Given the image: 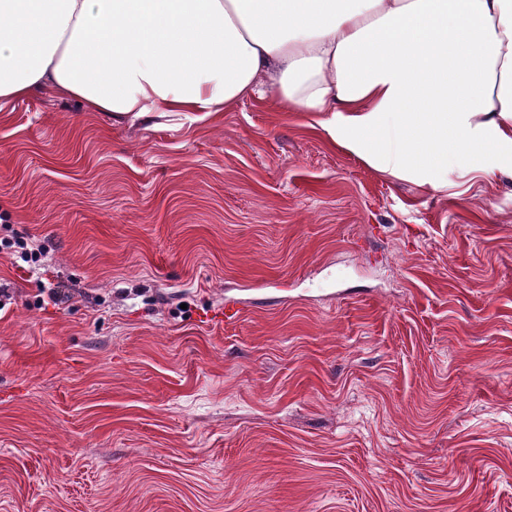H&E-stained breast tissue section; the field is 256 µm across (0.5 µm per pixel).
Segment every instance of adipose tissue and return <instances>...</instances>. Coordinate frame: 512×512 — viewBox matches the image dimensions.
<instances>
[{
  "label": "adipose tissue",
  "mask_w": 512,
  "mask_h": 512,
  "mask_svg": "<svg viewBox=\"0 0 512 512\" xmlns=\"http://www.w3.org/2000/svg\"><path fill=\"white\" fill-rule=\"evenodd\" d=\"M269 77L283 111L396 178L512 169V0H0V107L220 112Z\"/></svg>",
  "instance_id": "obj_1"
}]
</instances>
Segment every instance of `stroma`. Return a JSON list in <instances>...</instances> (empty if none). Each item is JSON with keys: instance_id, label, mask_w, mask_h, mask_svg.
<instances>
[{"instance_id": "35a3bbf8", "label": "stroma", "mask_w": 512, "mask_h": 512, "mask_svg": "<svg viewBox=\"0 0 512 512\" xmlns=\"http://www.w3.org/2000/svg\"><path fill=\"white\" fill-rule=\"evenodd\" d=\"M0 213L44 254H0V512H512V177L394 178L270 91L45 90ZM205 316V318H203ZM244 316L242 302L236 297H224L221 309L208 310L200 315L201 322H208L209 325H227L239 322Z\"/></svg>"}]
</instances>
